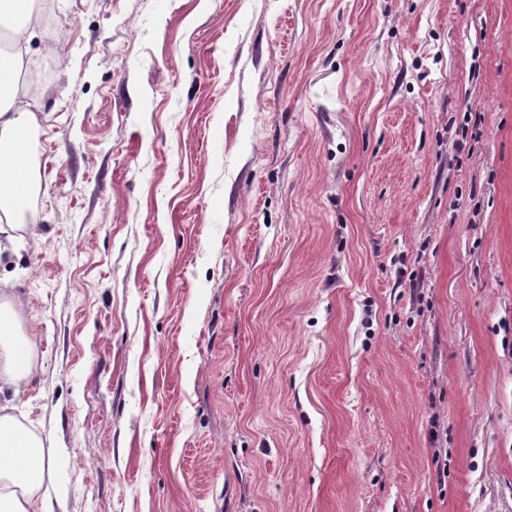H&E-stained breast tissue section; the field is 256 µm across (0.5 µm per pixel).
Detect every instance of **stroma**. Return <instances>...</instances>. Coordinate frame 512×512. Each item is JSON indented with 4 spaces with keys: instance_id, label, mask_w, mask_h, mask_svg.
Segmentation results:
<instances>
[{
    "instance_id": "obj_1",
    "label": "stroma",
    "mask_w": 512,
    "mask_h": 512,
    "mask_svg": "<svg viewBox=\"0 0 512 512\" xmlns=\"http://www.w3.org/2000/svg\"><path fill=\"white\" fill-rule=\"evenodd\" d=\"M29 58L55 512H512V0H58Z\"/></svg>"
}]
</instances>
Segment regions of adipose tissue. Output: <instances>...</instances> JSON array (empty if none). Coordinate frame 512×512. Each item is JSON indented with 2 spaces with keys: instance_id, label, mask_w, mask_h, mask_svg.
I'll return each mask as SVG.
<instances>
[{
  "instance_id": "1",
  "label": "adipose tissue",
  "mask_w": 512,
  "mask_h": 512,
  "mask_svg": "<svg viewBox=\"0 0 512 512\" xmlns=\"http://www.w3.org/2000/svg\"><path fill=\"white\" fill-rule=\"evenodd\" d=\"M32 0H0V22L13 29L16 49L0 57V216L11 217L26 201L31 174L23 159V125L31 103L19 85L27 39L39 25ZM23 303L0 294V512H53L43 493L49 460L40 438L8 409L36 375L34 340L18 330Z\"/></svg>"
}]
</instances>
